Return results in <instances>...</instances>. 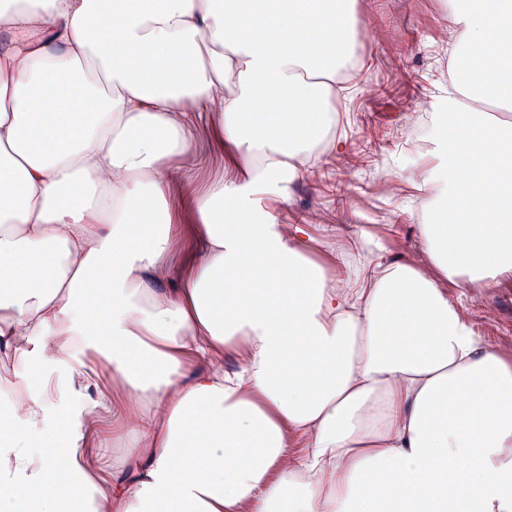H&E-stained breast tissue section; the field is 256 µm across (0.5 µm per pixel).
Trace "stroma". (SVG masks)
I'll list each match as a JSON object with an SVG mask.
<instances>
[{
  "instance_id": "stroma-1",
  "label": "stroma",
  "mask_w": 512,
  "mask_h": 512,
  "mask_svg": "<svg viewBox=\"0 0 512 512\" xmlns=\"http://www.w3.org/2000/svg\"><path fill=\"white\" fill-rule=\"evenodd\" d=\"M368 26L360 40L361 65L346 95L338 132L347 153L317 163L295 182L285 209L290 224H301V246L314 261L326 248L348 246L358 227L375 231L383 257L393 261L418 254V215L427 200L415 168L420 155L407 149L419 133L423 114L448 93V42L438 31L442 0H361ZM190 152L175 161L172 177L188 184L176 199L181 247L160 275L161 285L175 287L180 275L202 251L190 213L192 191L224 171V147L204 114L189 128ZM395 192L382 190L384 181ZM479 329L512 339V290L485 291L477 297Z\"/></svg>"
}]
</instances>
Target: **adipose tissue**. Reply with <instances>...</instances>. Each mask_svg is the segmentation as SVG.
Here are the masks:
<instances>
[{
    "label": "adipose tissue",
    "mask_w": 512,
    "mask_h": 512,
    "mask_svg": "<svg viewBox=\"0 0 512 512\" xmlns=\"http://www.w3.org/2000/svg\"><path fill=\"white\" fill-rule=\"evenodd\" d=\"M357 0H10L0 7V512H512V0H448V97L418 173L424 259L351 276L284 222L337 138ZM207 113L179 288L173 160ZM463 293L453 294L449 283ZM235 362L225 371V358ZM131 412L112 477L86 443L93 359ZM196 114L189 127L192 148L186 156L176 160L172 168V177L177 184L187 183L192 191L184 192L182 199L177 195L174 200L180 214L177 224L181 247L169 267L164 268L159 276L163 288H174L189 263L195 261L202 251L200 235L189 211L192 192L201 189L208 178L224 173V145L221 144L220 135L212 128L204 113ZM475 319L479 329L490 336L512 339V289L487 290L476 297Z\"/></svg>",
    "instance_id": "1"
}]
</instances>
